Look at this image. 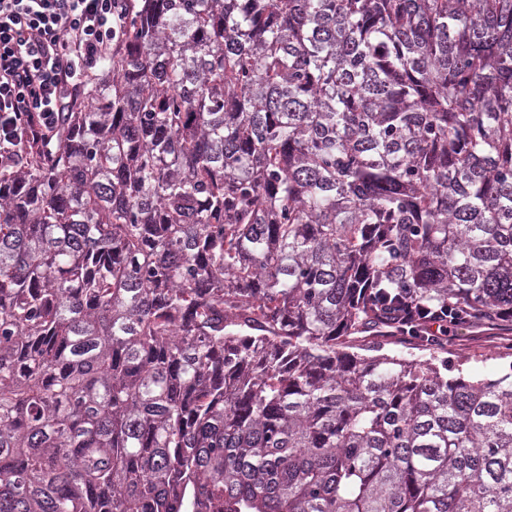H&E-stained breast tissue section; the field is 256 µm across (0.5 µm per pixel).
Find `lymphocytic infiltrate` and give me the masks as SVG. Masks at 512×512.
Instances as JSON below:
<instances>
[{
	"instance_id": "f902f5d3",
	"label": "lymphocytic infiltrate",
	"mask_w": 512,
	"mask_h": 512,
	"mask_svg": "<svg viewBox=\"0 0 512 512\" xmlns=\"http://www.w3.org/2000/svg\"><path fill=\"white\" fill-rule=\"evenodd\" d=\"M112 0H0V160L52 142L74 90L112 52Z\"/></svg>"
}]
</instances>
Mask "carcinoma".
Here are the masks:
<instances>
[{
	"label": "carcinoma",
	"instance_id": "carcinoma-1",
	"mask_svg": "<svg viewBox=\"0 0 512 512\" xmlns=\"http://www.w3.org/2000/svg\"><path fill=\"white\" fill-rule=\"evenodd\" d=\"M114 5L0 166V512H512L424 318L512 320V0Z\"/></svg>",
	"mask_w": 512,
	"mask_h": 512
}]
</instances>
